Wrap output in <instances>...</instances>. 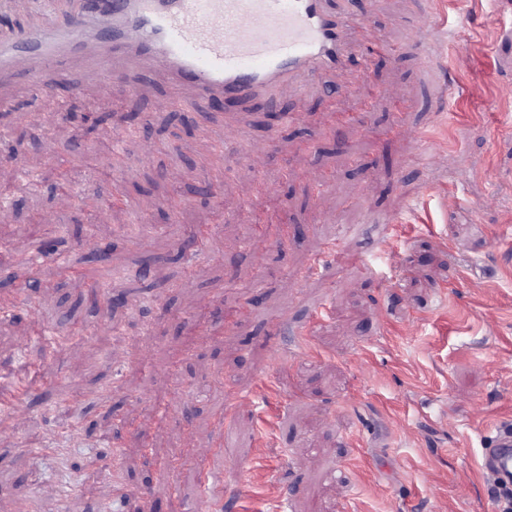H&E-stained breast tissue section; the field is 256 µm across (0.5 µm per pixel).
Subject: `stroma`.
<instances>
[{
  "label": "stroma",
  "mask_w": 512,
  "mask_h": 512,
  "mask_svg": "<svg viewBox=\"0 0 512 512\" xmlns=\"http://www.w3.org/2000/svg\"><path fill=\"white\" fill-rule=\"evenodd\" d=\"M329 6L389 46L336 75L353 84L339 103L315 80L180 110L193 91L165 73L129 93L81 58L76 93L0 84V391L27 388L0 415V490L37 512H188L207 494L224 512L246 482L252 512H502L482 458L512 424V0ZM400 106L409 131L388 135ZM228 122L219 200L201 164ZM259 216L304 234L259 239Z\"/></svg>",
  "instance_id": "1"
}]
</instances>
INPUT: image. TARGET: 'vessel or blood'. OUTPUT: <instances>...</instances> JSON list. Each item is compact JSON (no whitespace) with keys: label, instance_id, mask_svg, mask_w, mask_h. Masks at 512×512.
Returning a JSON list of instances; mask_svg holds the SVG:
<instances>
[{"label":"vessel or blood","instance_id":"obj_1","mask_svg":"<svg viewBox=\"0 0 512 512\" xmlns=\"http://www.w3.org/2000/svg\"><path fill=\"white\" fill-rule=\"evenodd\" d=\"M367 37L326 0H85L63 23L0 35V79L24 70L36 90L65 83L62 59L134 88L144 69L191 83L195 103L301 93L306 77L344 70ZM493 485H512V427L484 455Z\"/></svg>","mask_w":512,"mask_h":512}]
</instances>
